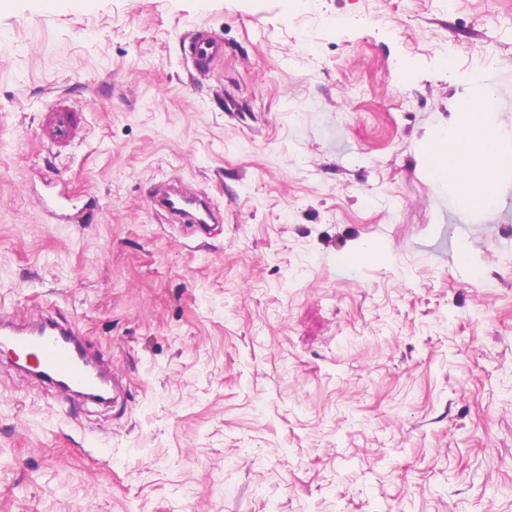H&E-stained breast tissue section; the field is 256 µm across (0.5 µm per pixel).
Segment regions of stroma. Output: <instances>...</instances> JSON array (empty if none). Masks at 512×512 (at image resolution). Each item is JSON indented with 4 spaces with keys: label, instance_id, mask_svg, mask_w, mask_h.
<instances>
[{
    "label": "stroma",
    "instance_id": "obj_1",
    "mask_svg": "<svg viewBox=\"0 0 512 512\" xmlns=\"http://www.w3.org/2000/svg\"><path fill=\"white\" fill-rule=\"evenodd\" d=\"M486 91L512 152V0H0V316L126 386L69 404L0 353V512H512V171L471 208L421 162ZM187 48L189 55L200 70H207L209 66L224 59V44L211 36L199 32L189 33ZM41 121L45 142L61 152L74 142L80 115L72 107L58 101L43 112ZM72 204V197L65 189H58L47 196L40 197V206L44 213L55 219H64ZM177 201H186L188 202H195L194 199L189 197L188 195L180 192V191H172L170 193L165 194L163 197L160 198L159 204L162 208L167 210L171 215L173 216H192L193 220L196 224H208V220L210 218V213L207 212V218L203 222L198 221L193 214L188 210L187 206H179L174 204Z\"/></svg>",
    "mask_w": 512,
    "mask_h": 512
}]
</instances>
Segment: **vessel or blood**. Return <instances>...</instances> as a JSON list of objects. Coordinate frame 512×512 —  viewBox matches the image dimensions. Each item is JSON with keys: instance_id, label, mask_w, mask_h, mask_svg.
Segmentation results:
<instances>
[{"instance_id": "vessel-or-blood-1", "label": "vessel or blood", "mask_w": 512, "mask_h": 512, "mask_svg": "<svg viewBox=\"0 0 512 512\" xmlns=\"http://www.w3.org/2000/svg\"><path fill=\"white\" fill-rule=\"evenodd\" d=\"M189 55L200 70L224 57V45L211 36L193 32L187 36ZM80 115L64 102H56L42 115L45 142L55 150H63L74 140ZM72 204L68 191L59 189L41 197L44 213L55 219L66 218ZM0 350L32 358L37 376L54 385L66 396L85 397L96 393L98 379L87 368L90 354L75 331L53 320L25 329L0 323Z\"/></svg>"}]
</instances>
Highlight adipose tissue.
<instances>
[{
	"instance_id": "1",
	"label": "adipose tissue",
	"mask_w": 512,
	"mask_h": 512,
	"mask_svg": "<svg viewBox=\"0 0 512 512\" xmlns=\"http://www.w3.org/2000/svg\"><path fill=\"white\" fill-rule=\"evenodd\" d=\"M489 93L469 99L443 135L426 148L425 165L432 181L461 187L471 199L488 204L503 169L512 167L497 129L485 119L491 105Z\"/></svg>"
}]
</instances>
